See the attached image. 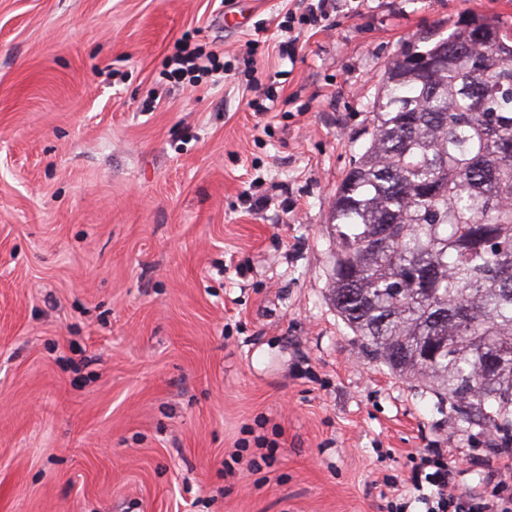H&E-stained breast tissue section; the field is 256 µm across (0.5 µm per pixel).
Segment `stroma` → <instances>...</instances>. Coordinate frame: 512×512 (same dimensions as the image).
Wrapping results in <instances>:
<instances>
[{
    "label": "stroma",
    "mask_w": 512,
    "mask_h": 512,
    "mask_svg": "<svg viewBox=\"0 0 512 512\" xmlns=\"http://www.w3.org/2000/svg\"><path fill=\"white\" fill-rule=\"evenodd\" d=\"M313 2L0 0V512H379L422 448L493 484L337 315L331 209L402 45L512 0H350L279 55ZM184 36L224 82L164 79Z\"/></svg>",
    "instance_id": "stroma-1"
}]
</instances>
